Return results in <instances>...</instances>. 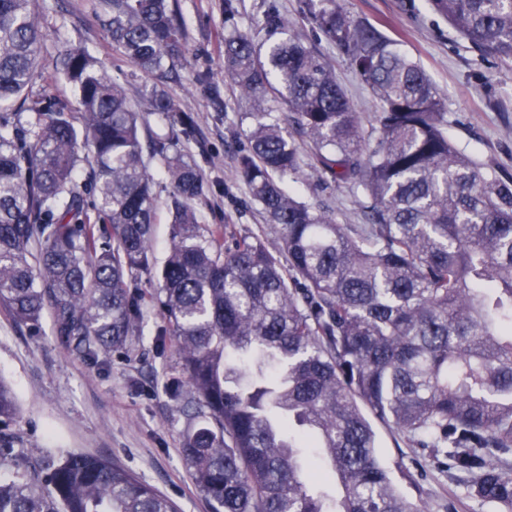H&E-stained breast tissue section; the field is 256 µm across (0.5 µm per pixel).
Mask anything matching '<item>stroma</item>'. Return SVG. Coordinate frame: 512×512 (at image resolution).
Segmentation results:
<instances>
[{
	"instance_id": "35a3bbf8",
	"label": "stroma",
	"mask_w": 512,
	"mask_h": 512,
	"mask_svg": "<svg viewBox=\"0 0 512 512\" xmlns=\"http://www.w3.org/2000/svg\"><path fill=\"white\" fill-rule=\"evenodd\" d=\"M272 3L291 21L292 33L315 43L333 65L362 116L365 134L373 133L379 110L370 89L302 17L300 0H238V14L231 21L224 17V0H178L191 51L183 63L182 83L168 92L198 124L197 139L186 152L211 187L198 205L201 220L225 225L234 236L262 233L265 220L237 175L241 142L235 134L238 114L246 106L225 82L221 41L232 24L265 41L261 21ZM93 4L94 0H36L45 38L33 92L54 107L75 111L74 91L56 73L55 60L66 48L81 44L124 84L134 109L146 115L150 133H166V124L149 112L143 75L114 56ZM346 4L354 17L381 28L422 64L446 105L451 142L477 161L511 175L512 64L469 49L430 0ZM205 68L213 74L218 96L204 94L193 82L195 72ZM297 189L308 203L330 210L337 223L366 221L355 196L324 183L313 165H304ZM161 324L158 310L144 305L127 349L91 360L58 342L50 314L29 326L0 308V378L14 390L19 408L16 428L28 448L107 457L170 498L178 512H211L181 453L197 419L170 393L171 382L181 372L173 342H158ZM375 431L379 457L407 499L426 502L429 512H488L465 494L453 472L437 468L430 449L409 446L380 424Z\"/></svg>"
}]
</instances>
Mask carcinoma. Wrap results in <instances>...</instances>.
<instances>
[{
  "instance_id": "cac0c4a2",
  "label": "carcinoma",
  "mask_w": 512,
  "mask_h": 512,
  "mask_svg": "<svg viewBox=\"0 0 512 512\" xmlns=\"http://www.w3.org/2000/svg\"><path fill=\"white\" fill-rule=\"evenodd\" d=\"M431 2L473 49L512 61V0ZM96 6L113 50L152 80L150 111L169 132L143 144L125 88L84 47L61 59L79 121L31 94L44 39L34 0H0V306L24 324L50 310L58 341L96 359L127 346L151 298L179 359L171 393L204 417L182 454L212 512H428L382 464L373 417L512 512V175L448 139L423 66L344 0H301L379 99L372 141L276 5L267 47L225 33L224 78L252 104L238 174L277 247L228 243L226 225L201 223L209 184L184 150L197 122L166 91L189 53L177 0ZM272 99L287 112L268 122ZM145 146L170 187L159 270ZM305 146L369 223L338 224L284 187ZM144 275L157 278L148 295ZM17 416L0 380V512H177L105 458L30 452L9 429Z\"/></svg>"
}]
</instances>
